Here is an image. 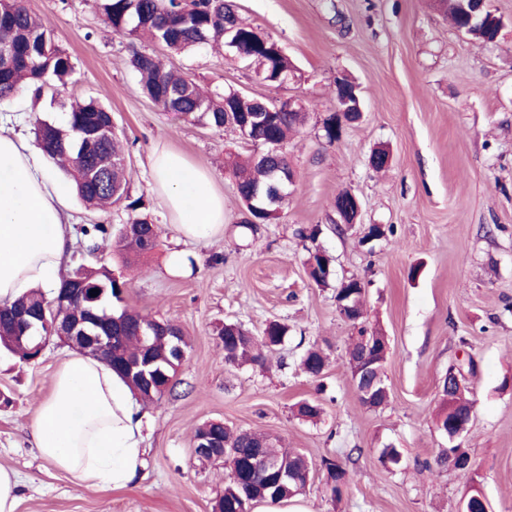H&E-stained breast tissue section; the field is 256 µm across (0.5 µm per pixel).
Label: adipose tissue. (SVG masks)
<instances>
[{"mask_svg":"<svg viewBox=\"0 0 512 512\" xmlns=\"http://www.w3.org/2000/svg\"><path fill=\"white\" fill-rule=\"evenodd\" d=\"M162 216L178 236L203 241L224 228L213 175L166 145L149 157ZM73 239L68 196L55 167L0 121V302L52 294ZM146 423L128 384L106 363L76 353L53 376L32 435L41 456L77 488H128L145 466Z\"/></svg>","mask_w":512,"mask_h":512,"instance_id":"obj_1","label":"adipose tissue"}]
</instances>
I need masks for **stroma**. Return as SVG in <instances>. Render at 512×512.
<instances>
[{"instance_id":"1","label":"stroma","mask_w":512,"mask_h":512,"mask_svg":"<svg viewBox=\"0 0 512 512\" xmlns=\"http://www.w3.org/2000/svg\"><path fill=\"white\" fill-rule=\"evenodd\" d=\"M233 3L242 21L282 47L297 79L276 89L224 47L174 53L145 36L113 34L98 0H24L50 24L74 71L66 84L51 83L38 96L24 90L0 104V118L19 121L31 141L37 120L63 123L61 101L95 98L112 110L130 194L143 198L153 220L162 207L148 157L161 142L214 175L225 223L222 234L177 245L162 224L156 248L128 264L114 238L92 253L82 233L90 224L120 229L124 208L73 201L77 234L68 268L107 266L127 283L125 305L178 325L188 348L173 394L141 407L150 421L145 468L132 488L106 492L72 485L31 437L35 409L70 347L50 339L35 363L1 349L0 466L18 475L17 512H212L225 471L195 452V431L207 421L279 436L281 448L311 460L307 512H459L475 482L491 512H512V0L486 2L503 21L493 43L461 36L431 0ZM136 50L212 91L301 100L307 119L288 142L294 179L277 223L243 229L235 180L224 169L228 154L246 157L255 147L232 129L185 122L157 107L130 67ZM341 72L359 84L364 116L331 143L323 122ZM381 147L391 160L378 171L368 159ZM345 190L357 195L361 211L340 235L335 200ZM371 224L393 232L361 245ZM314 228L316 241L302 238ZM313 243L332 259L324 288L305 266ZM176 246L191 255L195 271L166 274ZM353 275L365 282L367 326L390 346V400L375 409L358 399L346 363L355 329L336 310L335 289ZM274 320L289 334L264 366L225 362L218 328L238 322L258 336ZM313 346L328 357L317 379L301 368ZM468 358L474 407L459 440L471 459L464 473L437 463L454 442L436 416L449 367ZM303 400L321 405L318 418L295 416ZM386 447L401 452L399 465L381 463ZM325 458L347 461L353 473L341 501L326 489Z\"/></svg>"}]
</instances>
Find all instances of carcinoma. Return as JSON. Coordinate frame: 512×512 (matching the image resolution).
Here are the masks:
<instances>
[{
	"label": "carcinoma",
	"mask_w": 512,
	"mask_h": 512,
	"mask_svg": "<svg viewBox=\"0 0 512 512\" xmlns=\"http://www.w3.org/2000/svg\"><path fill=\"white\" fill-rule=\"evenodd\" d=\"M103 22L112 32L134 39L147 33L153 40L167 49L181 53L191 47L222 42L238 58L256 67L257 72L272 85L282 86L286 75L295 72L288 57L278 43L257 32L253 27L239 22L233 5L228 0H99ZM130 65L139 77L142 93L166 112L181 119L223 129L227 124L228 111L256 112L262 101L241 96L228 88L221 94L204 91L195 81L166 69L160 59L148 53L136 51ZM73 72L70 56L56 45L51 26L33 15L19 0H0V103L9 101L26 88L39 95L49 82L65 83ZM111 111L102 103L90 99L69 105L68 122L59 127L46 121L37 123L35 139L43 152L70 172L80 200L89 208L116 204L124 205L130 212L129 219L119 230L115 247L127 262L151 252L157 244L159 227L149 215L140 212L142 198H132L126 178L125 155L117 134L107 136L104 129L110 125ZM303 119L302 112H280L275 120L266 123L258 131L249 133L251 144L272 143L280 147L281 161L288 162L286 144L288 135ZM238 196L249 213L243 227L269 224L280 218L286 199L281 195L271 207L248 204L249 193L254 188L272 185L270 169L257 157L235 160L231 163ZM308 266L317 269L308 272L318 286L328 283L331 275L330 259L319 248L309 250ZM126 282L102 265L89 268L80 265L63 277L59 289L77 291L76 302L82 309L103 317L100 327H91L88 332L96 334L107 329L117 337L113 345L111 368L124 375L121 363L133 360L142 350L138 332L147 325L155 328V338L150 350L162 369L156 387L149 389L136 380H127L128 385L144 401L160 400L171 393L177 385L176 375L187 348L183 334H178L175 343L164 338V331L157 319L144 315L126 306L123 301ZM97 289L93 297L90 290ZM27 312L34 324L31 330L33 343L47 341L54 335L53 326L69 322L71 308L58 305L49 307V301L40 291H33L12 302L0 303V346L18 355L24 361L37 359V354L15 343L21 332L17 315ZM288 335V327L278 321L266 325L260 339L237 323H226L218 331L224 343V361L229 363H252L262 365L265 353L280 346ZM373 341L374 359L378 361L379 379H384V364L388 357V342L380 332L358 329L349 349L348 365H353L356 355L363 347L364 339ZM327 365V358L319 349L308 350L302 358L303 369L308 375L320 377ZM467 387L454 390L451 399L443 401L437 420L445 427L463 413L470 412L472 403L466 397ZM214 434L224 440L228 447L242 457L257 447L265 448L269 456L285 463L288 469L305 484L312 465L301 454L288 453L276 446V439L248 430L235 429L229 425L205 422L199 426L195 436ZM326 485L331 498L341 501L342 486L352 480L346 466L326 464ZM298 494L294 490L282 491L266 498L259 494L248 496L244 488L232 479L224 481V490L215 500L213 512H251L259 503L278 504Z\"/></svg>",
	"instance_id": "carcinoma-1"
}]
</instances>
